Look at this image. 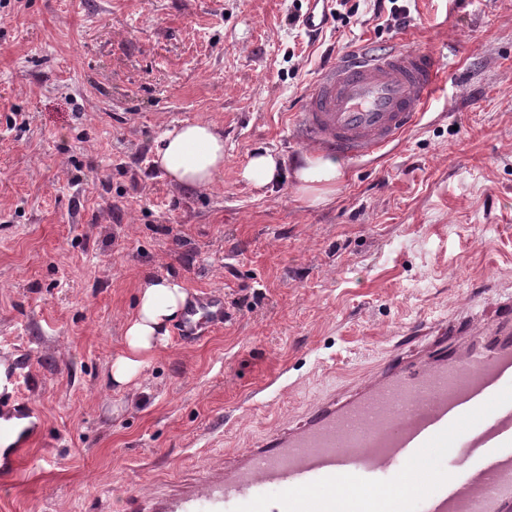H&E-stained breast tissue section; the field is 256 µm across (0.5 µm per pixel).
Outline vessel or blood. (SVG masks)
<instances>
[{"mask_svg":"<svg viewBox=\"0 0 512 512\" xmlns=\"http://www.w3.org/2000/svg\"><path fill=\"white\" fill-rule=\"evenodd\" d=\"M442 74L431 52L356 51L322 73L299 114L308 144L346 160L374 154L419 121ZM221 296L188 307L179 337L223 325ZM0 420L32 418L35 379L24 350L0 356ZM25 428L0 465L18 473ZM454 462L420 473L425 449ZM143 512H512V300L493 315L442 322L356 382L310 401L298 420L226 455L195 483L147 497Z\"/></svg>","mask_w":512,"mask_h":512,"instance_id":"vessel-or-blood-1","label":"vessel or blood"}]
</instances>
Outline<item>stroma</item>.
Listing matches in <instances>:
<instances>
[{
  "instance_id": "obj_1",
  "label": "stroma",
  "mask_w": 512,
  "mask_h": 512,
  "mask_svg": "<svg viewBox=\"0 0 512 512\" xmlns=\"http://www.w3.org/2000/svg\"><path fill=\"white\" fill-rule=\"evenodd\" d=\"M0 0V348L28 354L42 436L0 512H128L220 465L397 340L512 297V0ZM438 54L417 125L342 161L329 201L240 170L293 165L323 66L363 48ZM224 136L213 185L171 184L161 133ZM220 294L224 326L171 336L137 395L107 372L148 276ZM283 161L271 151H264L250 158L241 172V177L257 188L279 182L282 178Z\"/></svg>"
}]
</instances>
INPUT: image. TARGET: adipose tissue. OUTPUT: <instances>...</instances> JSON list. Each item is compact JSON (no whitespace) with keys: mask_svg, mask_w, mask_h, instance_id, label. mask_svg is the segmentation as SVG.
<instances>
[{"mask_svg":"<svg viewBox=\"0 0 512 512\" xmlns=\"http://www.w3.org/2000/svg\"><path fill=\"white\" fill-rule=\"evenodd\" d=\"M153 163L172 183L207 188L224 169V138L205 120L178 123L159 138ZM292 176L299 192L318 203L335 193L344 172L333 159L308 155L294 167ZM190 302L191 295L180 279L149 277L141 283L135 311L125 324L123 348L111 363L114 387L140 386L148 359L167 346L172 325L183 317Z\"/></svg>","mask_w":512,"mask_h":512,"instance_id":"adipose-tissue-1","label":"adipose tissue"}]
</instances>
